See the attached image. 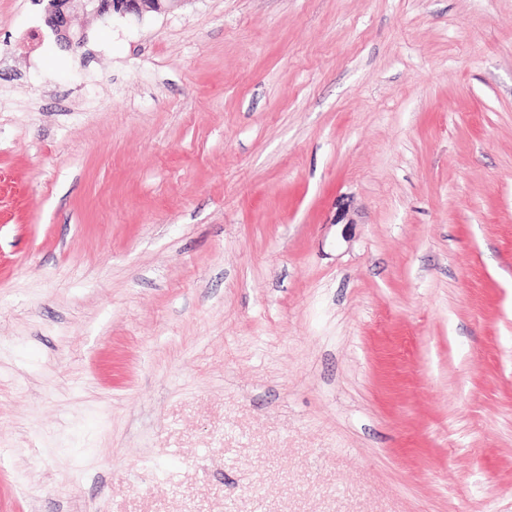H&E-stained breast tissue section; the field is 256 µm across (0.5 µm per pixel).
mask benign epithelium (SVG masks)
<instances>
[{
  "label": "benign epithelium",
  "instance_id": "benign-epithelium-1",
  "mask_svg": "<svg viewBox=\"0 0 512 512\" xmlns=\"http://www.w3.org/2000/svg\"><path fill=\"white\" fill-rule=\"evenodd\" d=\"M182 0H47L45 22L58 40L70 50H80L85 38L70 29V16L83 12L99 18L112 14H134L142 17L149 12H160Z\"/></svg>",
  "mask_w": 512,
  "mask_h": 512
}]
</instances>
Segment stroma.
<instances>
[{
	"instance_id": "1",
	"label": "stroma",
	"mask_w": 512,
	"mask_h": 512,
	"mask_svg": "<svg viewBox=\"0 0 512 512\" xmlns=\"http://www.w3.org/2000/svg\"><path fill=\"white\" fill-rule=\"evenodd\" d=\"M0 0V512H512V0ZM45 22L58 40L70 50H80L85 42L82 35L70 29V16L83 12L99 18L112 14H134L143 17L149 12H160L177 5L181 0H47Z\"/></svg>"
}]
</instances>
